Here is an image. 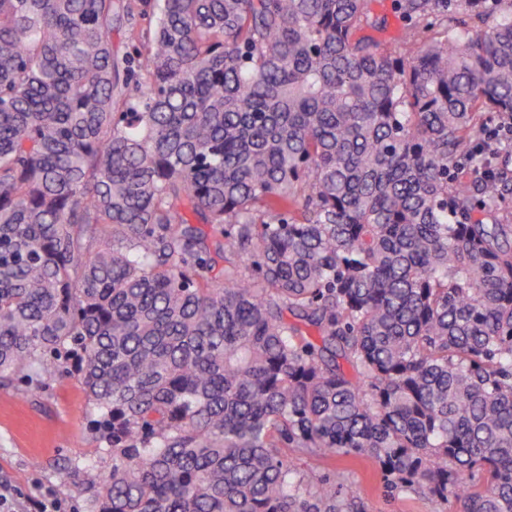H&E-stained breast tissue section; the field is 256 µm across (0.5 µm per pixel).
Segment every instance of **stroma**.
Masks as SVG:
<instances>
[{"label": "stroma", "mask_w": 512, "mask_h": 512, "mask_svg": "<svg viewBox=\"0 0 512 512\" xmlns=\"http://www.w3.org/2000/svg\"><path fill=\"white\" fill-rule=\"evenodd\" d=\"M95 416L67 363L0 385V484L7 489L0 512H36L38 500L56 503L58 512H86L85 467L112 466L105 439L91 428ZM36 459L41 467H33ZM319 469L356 489L363 512H463L453 495L441 505L390 493L378 465L368 460L338 457Z\"/></svg>", "instance_id": "stroma-1"}]
</instances>
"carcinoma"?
Masks as SVG:
<instances>
[{
  "mask_svg": "<svg viewBox=\"0 0 512 512\" xmlns=\"http://www.w3.org/2000/svg\"><path fill=\"white\" fill-rule=\"evenodd\" d=\"M367 2L152 0L120 58L131 0H0V379L72 364L89 512H359L290 452L512 512V171L461 169L512 0ZM371 15L378 21L377 27L365 28L361 34L370 35L376 39L396 45L401 29L402 21L393 10L392 0H370ZM148 18L138 20L134 28L128 26L116 27L112 30V47L115 53L120 56L132 52L133 45L137 44L142 37L150 31Z\"/></svg>",
  "mask_w": 512,
  "mask_h": 512,
  "instance_id": "carcinoma-1",
  "label": "carcinoma"
}]
</instances>
